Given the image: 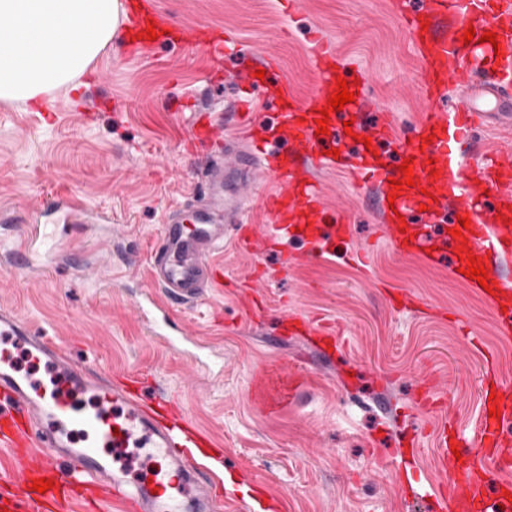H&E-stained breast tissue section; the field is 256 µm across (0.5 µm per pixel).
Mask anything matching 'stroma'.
<instances>
[{
	"instance_id": "1",
	"label": "stroma",
	"mask_w": 512,
	"mask_h": 512,
	"mask_svg": "<svg viewBox=\"0 0 512 512\" xmlns=\"http://www.w3.org/2000/svg\"><path fill=\"white\" fill-rule=\"evenodd\" d=\"M146 2L174 24L229 36L231 52L214 61L175 40L132 59L118 34L76 88H58L36 105L0 101V211L19 215L68 193L111 211L117 234L105 255L82 230L71 231L60 263L38 277L0 265V304L45 328L87 367L113 377L154 371L159 389L179 395L224 450L223 472L234 482L221 512H253L259 487L279 500V512H419L415 494L442 482L432 463L435 428L470 423L482 397V358L463 325L483 336L507 382L512 336L500 333L492 310L464 283L394 252L374 220V197L356 191L344 172L318 175L328 205L349 221L350 235L334 253L293 241L267 250L257 266L251 253L218 252L223 287L178 313L204 345L200 362L163 348L136 311L163 214L198 190L204 173L190 116L224 109L253 55H274L303 99L315 83L313 48L329 43L346 69L365 78L375 106L411 130L424 107L419 60L392 0ZM287 251L303 261L287 264ZM123 253L139 264L87 285L82 261L103 267ZM249 282L267 301L260 326L238 305ZM284 310L341 329L349 342L342 356L331 363L304 337H280ZM281 358L301 365L306 380L296 400L268 412L252 382L262 365ZM429 389L446 401V413L418 402ZM414 434L425 444L417 485L388 464Z\"/></svg>"
}]
</instances>
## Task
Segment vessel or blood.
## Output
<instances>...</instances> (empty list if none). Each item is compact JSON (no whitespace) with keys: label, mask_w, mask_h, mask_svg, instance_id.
I'll use <instances>...</instances> for the list:
<instances>
[{"label":"vessel or blood","mask_w":512,"mask_h":512,"mask_svg":"<svg viewBox=\"0 0 512 512\" xmlns=\"http://www.w3.org/2000/svg\"><path fill=\"white\" fill-rule=\"evenodd\" d=\"M412 33L420 59L422 117L409 136L400 137L394 120L376 111L374 123L360 85L355 98L331 113L326 134H318L317 109L327 106L338 78L346 76L332 48L315 47L316 83L298 100L290 78L268 82L247 74L242 95L223 122L194 124L201 140L214 143L203 185L193 204L168 207L158 242L147 259L155 287L137 305L152 332L168 347L188 341L175 313L202 304L219 283L212 262L226 241L252 247L244 199H258L272 239L313 244L322 230L344 237L343 225L325 228L328 213L314 171L341 165L358 189L378 192V219L399 252L422 256L456 275L467 255L486 266L503 327H512V276L498 271L512 257V155L484 148L479 130L512 121V0H393ZM476 40L464 43L467 28ZM144 13L128 12L126 50L136 58L153 46L145 37ZM495 33L497 41L484 42ZM471 93L469 102H448L449 86ZM271 92L274 113L254 109L257 93ZM250 133L253 148L241 154L222 141L223 126ZM361 136L347 161L329 149L348 133ZM395 146L394 160L370 154L380 143ZM412 163L414 186L394 191L397 166ZM469 217L468 228L459 220ZM112 215L77 198L55 197L25 216V236H0V256L16 268L32 267L31 246L53 224H108ZM0 340L26 346L45 379L20 373L10 353L0 354V447L8 449L10 468L0 477V512H99L102 502L118 512H211L221 500L220 480L199 462L194 449L213 447V439L189 421L182 403L150 397L141 372L119 383L99 371L78 366L65 345L55 343L9 307L0 308ZM297 374L276 363L258 371L254 392L264 409L277 411L295 396ZM498 408L499 417L489 415ZM462 456H454V448ZM434 464L443 482L431 496L435 512H512L503 495V475L512 469V407L482 399L472 425L437 436ZM47 478L53 488L32 490Z\"/></svg>","instance_id":"1"}]
</instances>
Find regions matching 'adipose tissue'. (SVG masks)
<instances>
[{
  "instance_id": "obj_1",
  "label": "adipose tissue",
  "mask_w": 512,
  "mask_h": 512,
  "mask_svg": "<svg viewBox=\"0 0 512 512\" xmlns=\"http://www.w3.org/2000/svg\"><path fill=\"white\" fill-rule=\"evenodd\" d=\"M120 13L119 0H0V100L34 102L84 74Z\"/></svg>"
}]
</instances>
